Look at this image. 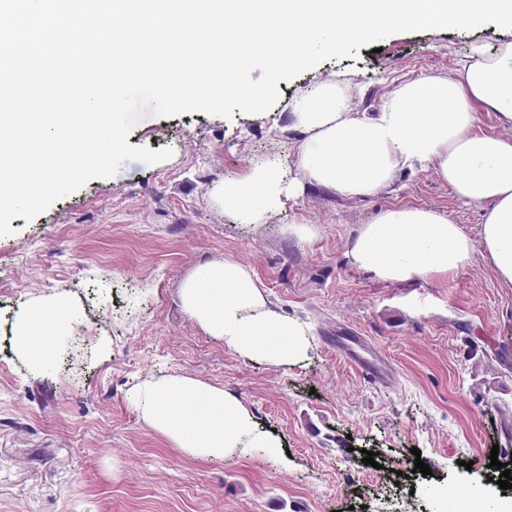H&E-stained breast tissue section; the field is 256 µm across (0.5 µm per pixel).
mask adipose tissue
Segmentation results:
<instances>
[{"mask_svg":"<svg viewBox=\"0 0 512 512\" xmlns=\"http://www.w3.org/2000/svg\"><path fill=\"white\" fill-rule=\"evenodd\" d=\"M461 68L460 81L431 75L402 84L372 118L349 111L335 78L324 80L292 105L291 121L303 139L289 171L254 165L244 179L217 184L218 204L242 223L262 224L306 185L345 198L371 196L402 167L429 166L460 198L484 203L477 238L435 209L389 208L359 229L351 261L380 280L405 282L456 275L478 253L512 286V137L475 130L480 106L512 128V38L491 49L472 44ZM180 301L204 332L241 358L285 366L308 353L305 328L275 309L256 275L235 259L199 265L183 282ZM72 317L58 298L24 309L15 318V350L33 370H47ZM127 399L144 422L197 458L272 456L283 446L234 396L188 376L141 382Z\"/></svg>","mask_w":512,"mask_h":512,"instance_id":"adipose-tissue-1","label":"adipose tissue"}]
</instances>
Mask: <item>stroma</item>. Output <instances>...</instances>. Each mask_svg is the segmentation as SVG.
Listing matches in <instances>:
<instances>
[{
	"label": "stroma",
	"mask_w": 512,
	"mask_h": 512,
	"mask_svg": "<svg viewBox=\"0 0 512 512\" xmlns=\"http://www.w3.org/2000/svg\"><path fill=\"white\" fill-rule=\"evenodd\" d=\"M500 33L489 23L393 34L279 81L263 113L146 115L128 144L168 147L170 158L124 162L32 220L12 219L0 236V512H434L440 486L503 496L489 455L512 470V287L479 255L457 276L406 282L379 280L347 255L384 209L431 207L473 237L482 203L419 167L369 197L307 188L262 224L212 197L220 180L295 156L291 102L330 73L349 80L351 111L373 114L405 81L459 75L471 43L494 46ZM293 224L314 233L299 239ZM223 258L250 267L273 306L305 326L300 363L242 359L182 312L183 280ZM47 295L77 320L54 370L38 373L15 352L12 324ZM340 342L387 364L393 383L365 382ZM171 375L233 395L282 438L285 460H199L173 446L126 397ZM366 450L376 466L363 463ZM418 458L429 476L415 472Z\"/></svg>",
	"instance_id": "35a3bbf8"
}]
</instances>
